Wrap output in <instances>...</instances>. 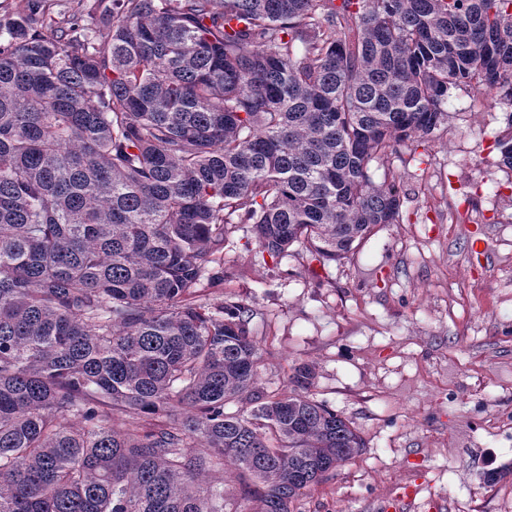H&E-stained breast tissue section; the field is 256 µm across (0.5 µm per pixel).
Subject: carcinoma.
<instances>
[{
  "label": "carcinoma",
  "mask_w": 512,
  "mask_h": 512,
  "mask_svg": "<svg viewBox=\"0 0 512 512\" xmlns=\"http://www.w3.org/2000/svg\"><path fill=\"white\" fill-rule=\"evenodd\" d=\"M27 2L0 18V512H294L364 442L307 364L259 391L253 311L197 285L232 224L325 265L402 220L389 158L451 89L512 85V0ZM228 465L237 498L205 481Z\"/></svg>",
  "instance_id": "obj_1"
}]
</instances>
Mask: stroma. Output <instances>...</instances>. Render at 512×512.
Returning <instances> with one entry per match:
<instances>
[{"label": "stroma", "mask_w": 512, "mask_h": 512, "mask_svg": "<svg viewBox=\"0 0 512 512\" xmlns=\"http://www.w3.org/2000/svg\"><path fill=\"white\" fill-rule=\"evenodd\" d=\"M512 97L453 89L448 126L391 162L403 219L340 262L305 250L273 261L251 225L230 229L223 279L200 299L254 316L258 386L289 394L296 364L311 395L350 419L364 448L306 490L297 512H388L408 486L412 512H501L512 490V169L499 137Z\"/></svg>", "instance_id": "stroma-1"}]
</instances>
